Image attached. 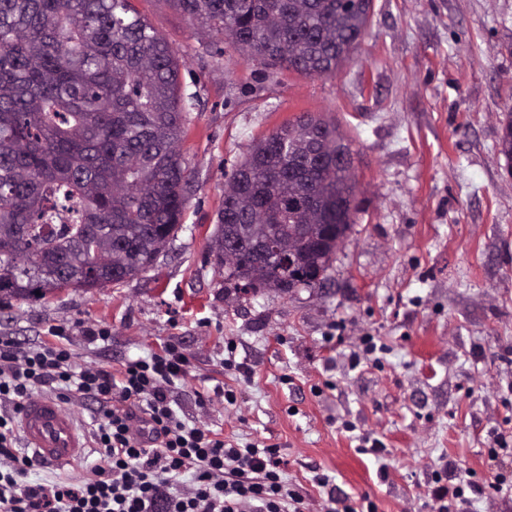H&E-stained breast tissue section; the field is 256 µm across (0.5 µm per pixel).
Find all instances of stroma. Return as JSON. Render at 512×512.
<instances>
[{
    "label": "stroma",
    "instance_id": "stroma-1",
    "mask_svg": "<svg viewBox=\"0 0 512 512\" xmlns=\"http://www.w3.org/2000/svg\"><path fill=\"white\" fill-rule=\"evenodd\" d=\"M132 4L184 58L183 229L145 274L15 303L0 334L33 347L61 327L81 365L183 348L181 419L275 445L308 512L327 499L318 473L375 512H437L435 479L452 465L471 475L462 512H512V493L489 487V450L512 437V174L496 149L512 0H374L354 60L322 78L214 43L171 0ZM305 112L349 138L356 222L330 286L236 295L208 244L224 184L250 144Z\"/></svg>",
    "mask_w": 512,
    "mask_h": 512
}]
</instances>
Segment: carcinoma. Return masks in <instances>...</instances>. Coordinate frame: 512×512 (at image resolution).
Here are the masks:
<instances>
[{"mask_svg": "<svg viewBox=\"0 0 512 512\" xmlns=\"http://www.w3.org/2000/svg\"><path fill=\"white\" fill-rule=\"evenodd\" d=\"M248 59L332 77L372 0H172ZM180 60L131 0H0V309L147 272L192 188ZM497 151L512 169V113ZM336 121L304 112L251 144L224 184L210 254L236 293L319 288L355 224ZM291 259L282 268L267 243Z\"/></svg>", "mask_w": 512, "mask_h": 512, "instance_id": "carcinoma-1", "label": "carcinoma"}]
</instances>
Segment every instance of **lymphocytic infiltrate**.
Listing matches in <instances>:
<instances>
[{
  "label": "lymphocytic infiltrate",
  "instance_id": "lymphocytic-infiltrate-1",
  "mask_svg": "<svg viewBox=\"0 0 512 512\" xmlns=\"http://www.w3.org/2000/svg\"><path fill=\"white\" fill-rule=\"evenodd\" d=\"M190 359L173 345L108 365H80L55 327L23 348L0 336V512H305L282 476L277 448L227 444L183 421L170 389ZM89 402L100 457L76 479L28 482L37 456L19 448V415L32 398Z\"/></svg>",
  "mask_w": 512,
  "mask_h": 512
}]
</instances>
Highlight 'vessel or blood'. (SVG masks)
I'll list each match as a JSON object with an SVG mask.
<instances>
[{
  "instance_id": "b4317fda",
  "label": "vessel or blood",
  "mask_w": 512,
  "mask_h": 512,
  "mask_svg": "<svg viewBox=\"0 0 512 512\" xmlns=\"http://www.w3.org/2000/svg\"><path fill=\"white\" fill-rule=\"evenodd\" d=\"M21 433L27 446L53 467L72 461L81 448L73 417L50 397L36 398L26 406Z\"/></svg>"
}]
</instances>
